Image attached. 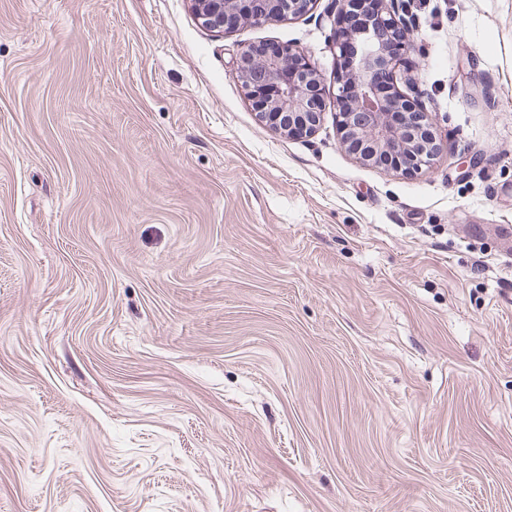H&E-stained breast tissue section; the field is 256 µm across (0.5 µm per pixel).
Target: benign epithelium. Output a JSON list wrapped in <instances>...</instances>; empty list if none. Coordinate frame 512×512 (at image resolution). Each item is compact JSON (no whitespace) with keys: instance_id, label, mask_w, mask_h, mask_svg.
<instances>
[{"instance_id":"7a95c632","label":"benign epithelium","mask_w":512,"mask_h":512,"mask_svg":"<svg viewBox=\"0 0 512 512\" xmlns=\"http://www.w3.org/2000/svg\"><path fill=\"white\" fill-rule=\"evenodd\" d=\"M317 0H194L202 26L230 33L244 23L263 25L312 13ZM380 11L349 33L339 21L350 0H335L333 44L337 70L336 122L340 142L360 162L405 173L432 166L447 143L438 135L423 106L424 91L399 88L401 55L389 51L397 36H405L411 19L405 0H381ZM236 74L251 110L273 131L302 139L319 126L325 108L322 78L304 53L289 45L253 43L238 55Z\"/></svg>"}]
</instances>
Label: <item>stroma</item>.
I'll return each instance as SVG.
<instances>
[{"label": "stroma", "mask_w": 512, "mask_h": 512, "mask_svg": "<svg viewBox=\"0 0 512 512\" xmlns=\"http://www.w3.org/2000/svg\"><path fill=\"white\" fill-rule=\"evenodd\" d=\"M408 5L416 175L248 105L330 0H0V512H512V0ZM202 26L230 33L241 24L263 25L312 13L317 0H193Z\"/></svg>", "instance_id": "obj_1"}]
</instances>
